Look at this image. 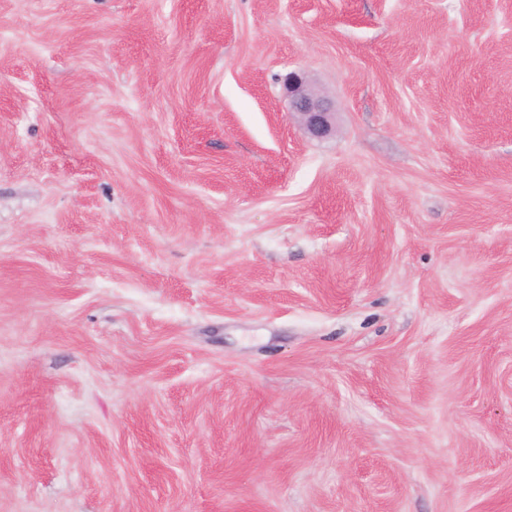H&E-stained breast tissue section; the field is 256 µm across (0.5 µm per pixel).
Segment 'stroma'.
<instances>
[{
	"label": "stroma",
	"mask_w": 512,
	"mask_h": 512,
	"mask_svg": "<svg viewBox=\"0 0 512 512\" xmlns=\"http://www.w3.org/2000/svg\"><path fill=\"white\" fill-rule=\"evenodd\" d=\"M0 512H512V0H0ZM290 111L296 114L305 132L314 139L329 138L335 132L334 115L328 101L296 73L285 78Z\"/></svg>",
	"instance_id": "obj_1"
}]
</instances>
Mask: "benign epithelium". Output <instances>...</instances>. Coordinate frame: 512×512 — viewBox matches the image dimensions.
<instances>
[{"instance_id": "obj_1", "label": "benign epithelium", "mask_w": 512, "mask_h": 512, "mask_svg": "<svg viewBox=\"0 0 512 512\" xmlns=\"http://www.w3.org/2000/svg\"><path fill=\"white\" fill-rule=\"evenodd\" d=\"M290 111L296 114L305 132L322 140L335 132L334 112L328 101L296 73L285 78Z\"/></svg>"}]
</instances>
